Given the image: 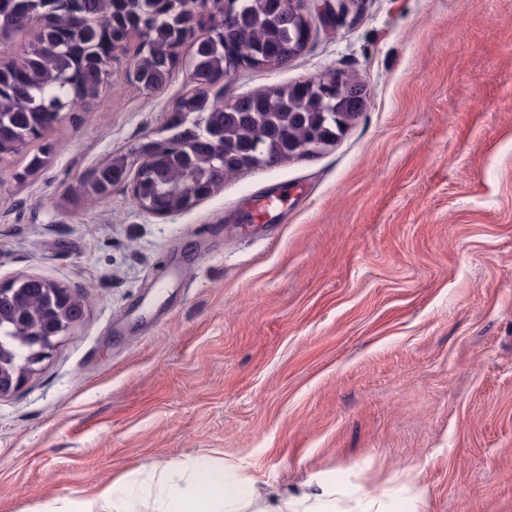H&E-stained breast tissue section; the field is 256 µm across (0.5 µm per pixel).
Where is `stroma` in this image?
<instances>
[{
    "instance_id": "stroma-1",
    "label": "stroma",
    "mask_w": 512,
    "mask_h": 512,
    "mask_svg": "<svg viewBox=\"0 0 512 512\" xmlns=\"http://www.w3.org/2000/svg\"><path fill=\"white\" fill-rule=\"evenodd\" d=\"M287 67L225 101L342 71L366 90L315 157L245 169L154 215L83 185L165 137L160 92L113 63L89 112L0 162V284L35 275L85 305L0 399V512L97 500L125 474L237 469L275 506L318 481L404 512H512V0H303ZM276 195L277 221L252 201Z\"/></svg>"
}]
</instances>
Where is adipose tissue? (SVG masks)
<instances>
[{"label":"adipose tissue","instance_id":"ef3b65f1","mask_svg":"<svg viewBox=\"0 0 512 512\" xmlns=\"http://www.w3.org/2000/svg\"><path fill=\"white\" fill-rule=\"evenodd\" d=\"M288 505L291 512H395L391 502L343 493L329 481L291 496ZM252 506L244 477L224 468L200 471L174 462L157 474L152 512H250Z\"/></svg>","mask_w":512,"mask_h":512}]
</instances>
